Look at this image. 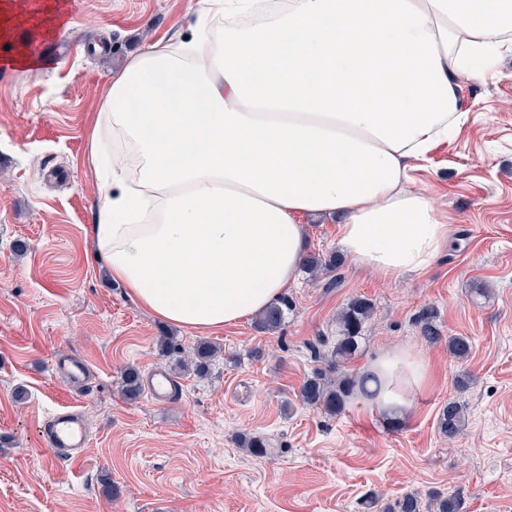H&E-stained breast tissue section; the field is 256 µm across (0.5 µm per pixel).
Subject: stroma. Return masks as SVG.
<instances>
[{
	"mask_svg": "<svg viewBox=\"0 0 512 512\" xmlns=\"http://www.w3.org/2000/svg\"><path fill=\"white\" fill-rule=\"evenodd\" d=\"M199 7L65 0L63 48L37 69L6 65L0 40V512H374L370 498L387 507L407 494L512 512V51L484 82H463L466 126L412 173L448 217V247L427 271L379 278L342 257L335 225L313 224L309 249L341 256L340 287L301 274L277 333L249 318L201 335L153 318L93 259L98 180L85 162L89 117L113 73L150 42L188 36ZM356 296L374 314L347 371L403 347L433 377L408 396L395 431L358 395L336 416L299 401L317 337L334 334ZM426 305L438 310L442 342L414 325ZM165 336L179 350L216 345L208 373L163 354ZM450 336L471 338L467 361L449 354ZM66 357L94 369L86 394L55 368ZM129 366L174 371L178 401L125 398ZM451 400L465 404L466 427L449 438L437 420ZM65 408L90 431L74 463L53 461L39 439L47 414ZM253 433L267 439L265 457L240 447Z\"/></svg>",
	"mask_w": 512,
	"mask_h": 512,
	"instance_id": "35a3bbf8",
	"label": "stroma"
}]
</instances>
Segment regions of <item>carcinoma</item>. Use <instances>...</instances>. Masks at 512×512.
Returning <instances> with one entry per match:
<instances>
[{
  "label": "carcinoma",
  "mask_w": 512,
  "mask_h": 512,
  "mask_svg": "<svg viewBox=\"0 0 512 512\" xmlns=\"http://www.w3.org/2000/svg\"><path fill=\"white\" fill-rule=\"evenodd\" d=\"M339 266L336 255L310 253L306 256L303 268L315 278L320 274L330 275ZM289 310L288 298L281 297L274 305L259 315L260 329L275 333L284 323L285 312ZM373 313V304L366 298L353 297L340 313L337 321L336 335L321 339V344L329 347L330 359L325 367L315 369L307 376L300 388L301 403L309 408L320 410L329 415H336L345 409L347 401L354 390L362 387L363 378L355 377L344 370V364L354 358L363 338L365 327ZM438 311L433 306H426L418 312L415 324L423 340L430 344L441 340L437 325ZM471 340L467 336L448 337V351L456 359L464 361L471 353ZM216 348L207 342L198 343L192 352L191 364L199 374L208 372ZM123 389L131 397L141 394L142 382L140 371L130 366L123 373ZM465 425V413L462 405L450 401L442 408L439 417L441 432L451 438ZM243 446L250 454L262 458L267 454V442L260 436H250L243 440Z\"/></svg>",
  "instance_id": "cac0c4a2"
}]
</instances>
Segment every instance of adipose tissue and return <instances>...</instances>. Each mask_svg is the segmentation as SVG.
<instances>
[{
  "instance_id": "adipose-tissue-1",
  "label": "adipose tissue",
  "mask_w": 512,
  "mask_h": 512,
  "mask_svg": "<svg viewBox=\"0 0 512 512\" xmlns=\"http://www.w3.org/2000/svg\"><path fill=\"white\" fill-rule=\"evenodd\" d=\"M202 0L180 46L158 41L112 78L89 162L111 154L89 240L139 306L191 331L261 314L300 276L306 220L336 223L344 253L388 279L428 270L448 226L409 186L415 162L467 121L460 85L512 47V0ZM59 10L13 0L14 30ZM388 415L426 386L393 348L365 372Z\"/></svg>"
}]
</instances>
